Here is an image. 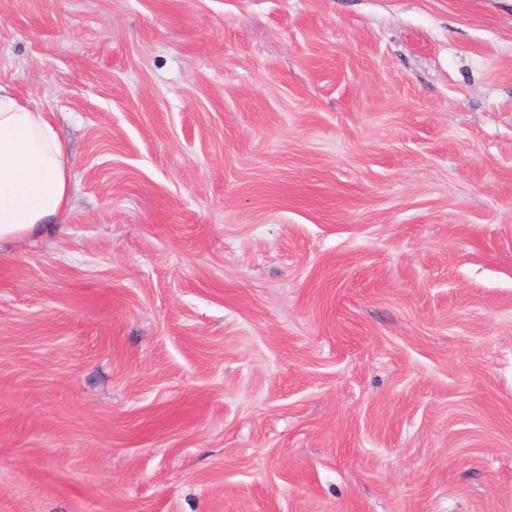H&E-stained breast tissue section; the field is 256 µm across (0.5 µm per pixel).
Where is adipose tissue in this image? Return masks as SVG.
I'll use <instances>...</instances> for the list:
<instances>
[{"label": "adipose tissue", "instance_id": "obj_1", "mask_svg": "<svg viewBox=\"0 0 512 512\" xmlns=\"http://www.w3.org/2000/svg\"><path fill=\"white\" fill-rule=\"evenodd\" d=\"M71 179L72 162L50 114L0 84V241L59 223Z\"/></svg>", "mask_w": 512, "mask_h": 512}]
</instances>
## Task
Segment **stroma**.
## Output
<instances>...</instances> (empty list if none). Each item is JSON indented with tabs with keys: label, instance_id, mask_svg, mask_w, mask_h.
Wrapping results in <instances>:
<instances>
[{
	"label": "stroma",
	"instance_id": "obj_1",
	"mask_svg": "<svg viewBox=\"0 0 512 512\" xmlns=\"http://www.w3.org/2000/svg\"><path fill=\"white\" fill-rule=\"evenodd\" d=\"M0 81V512H512V0H0ZM50 115L0 83V241L40 233L68 210L72 162Z\"/></svg>",
	"mask_w": 512,
	"mask_h": 512
}]
</instances>
